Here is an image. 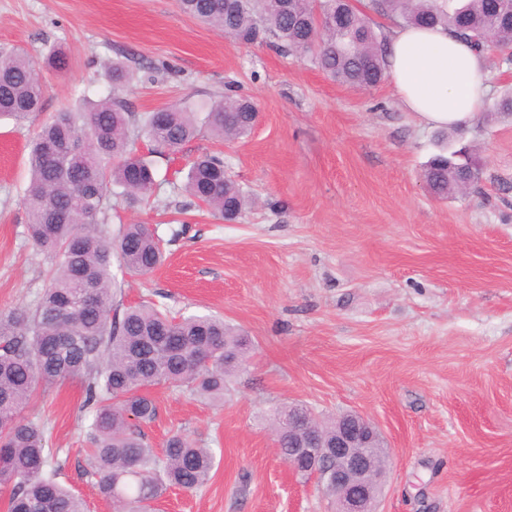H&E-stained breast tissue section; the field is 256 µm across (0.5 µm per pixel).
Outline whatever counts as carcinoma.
Instances as JSON below:
<instances>
[{
	"label": "carcinoma",
	"instance_id": "cac0c4a2",
	"mask_svg": "<svg viewBox=\"0 0 512 512\" xmlns=\"http://www.w3.org/2000/svg\"><path fill=\"white\" fill-rule=\"evenodd\" d=\"M179 0L181 10L240 43H271L308 55L330 78L357 90L378 85L387 68V44L372 16L396 25L442 27L479 52L497 49L512 65V18L486 9V0ZM112 88H124L135 73L121 62L108 70ZM44 84L23 49L0 54V118L18 121L41 110ZM256 105L226 96L202 112L184 103L139 115L117 96L88 111L65 112L36 132L26 190L29 240L52 257L48 285L36 305L0 317V486L11 488L8 512H86L81 498L50 467L44 425L23 417L40 391L78 379L91 409L87 449L92 475L114 512H152L171 488L206 485L215 452L182 434L170 436L158 453L143 426L158 407L150 388H185L210 402L224 401L232 376L249 368L250 340L214 316L176 318L154 303L120 308L112 258L131 275L145 276L164 261L147 224H126L117 237L109 228L112 198L144 203L157 185L154 162L140 154H173L201 129L221 140L252 131ZM423 170L438 198L471 188L472 150L454 147L448 134ZM185 188L222 219L236 220L249 205L224 165L202 154L189 165Z\"/></svg>",
	"mask_w": 512,
	"mask_h": 512
}]
</instances>
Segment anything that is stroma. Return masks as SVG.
Listing matches in <instances>:
<instances>
[{
    "mask_svg": "<svg viewBox=\"0 0 512 512\" xmlns=\"http://www.w3.org/2000/svg\"><path fill=\"white\" fill-rule=\"evenodd\" d=\"M15 47L46 89L26 121L0 119V314L47 285L50 259L26 232L31 141L58 113L110 95L109 63L157 66L124 93L136 112L231 91L261 113L245 138L204 132L156 158L149 202H117L109 220L115 231L151 225L166 253L148 276L120 275L119 303L221 316L253 342L223 403L152 389L153 448L179 433L220 460L205 486L167 490L155 512H336L274 450L267 412L291 403L378 426L391 456L379 512H512V116L496 110L512 95V66L486 54L485 105L461 134L482 181L442 200L421 177L436 130L401 106L391 80L355 90L310 58L237 44L177 0H0V52ZM55 47L65 70L46 64ZM204 152L223 156L253 200L238 221L180 188V169ZM83 401L69 381L26 415L44 422L59 481L89 512H112L87 474Z\"/></svg>",
    "mask_w": 512,
    "mask_h": 512,
    "instance_id": "stroma-1",
    "label": "stroma"
}]
</instances>
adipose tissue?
Returning <instances> with one entry per match:
<instances>
[{"mask_svg":"<svg viewBox=\"0 0 512 512\" xmlns=\"http://www.w3.org/2000/svg\"><path fill=\"white\" fill-rule=\"evenodd\" d=\"M388 69L401 105L423 124L464 126L482 109L485 61L447 30L395 29L388 42Z\"/></svg>","mask_w":512,"mask_h":512,"instance_id":"obj_1","label":"adipose tissue"}]
</instances>
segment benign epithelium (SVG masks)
Listing matches in <instances>:
<instances>
[{
	"mask_svg": "<svg viewBox=\"0 0 512 512\" xmlns=\"http://www.w3.org/2000/svg\"><path fill=\"white\" fill-rule=\"evenodd\" d=\"M307 420L305 411H290L275 434V448L291 443L286 460L290 469L322 481L325 491L334 494L338 512H377L375 503L382 488L379 473L390 458L378 428L350 412L333 436L322 439Z\"/></svg>",
	"mask_w": 512,
	"mask_h": 512,
	"instance_id": "obj_1",
	"label": "benign epithelium"
}]
</instances>
